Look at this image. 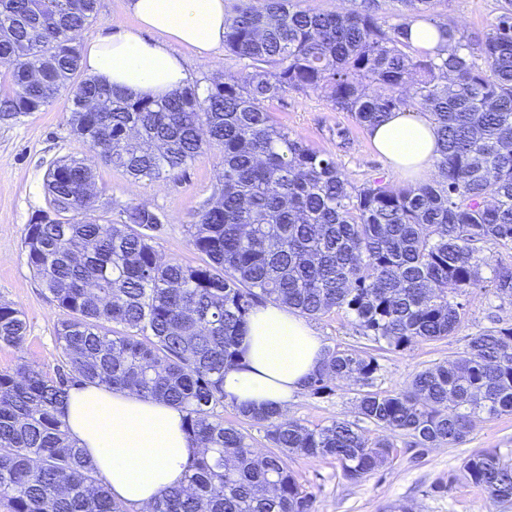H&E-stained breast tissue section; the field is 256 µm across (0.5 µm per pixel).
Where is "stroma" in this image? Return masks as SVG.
I'll list each match as a JSON object with an SVG mask.
<instances>
[{
	"mask_svg": "<svg viewBox=\"0 0 512 512\" xmlns=\"http://www.w3.org/2000/svg\"><path fill=\"white\" fill-rule=\"evenodd\" d=\"M496 9V0H441L436 10L465 35L484 33ZM275 120L289 133L315 150L332 156L356 185L375 179L395 186L407 180L394 172L375 152L369 133L357 126L349 113L332 108L318 92L284 94L270 104ZM66 99L20 121H0V301L20 309L27 323L22 349L0 346V370L19 362L51 369L61 356L55 329L60 312L26 263L24 228L47 207L45 174L66 156L89 157L90 148L70 133ZM349 133V148H341L337 130ZM219 148L202 153L178 178L165 183H131L126 175L97 164L99 204L120 210L131 203H147L164 214L167 224L155 241L167 259L199 264L201 256L190 246L186 232L194 214L218 196L216 165ZM465 316L447 339L424 341L405 351L384 353L379 390L396 392L425 366L457 359L477 331L512 326V303L492 293L472 290L463 299ZM328 347H354L363 340L349 317L332 312L309 321ZM357 387L353 381L332 383L329 394L313 397L299 393L289 402V417L313 426L336 418L355 419ZM397 455L387 466L357 482L344 479L335 460L290 456L288 467L313 493L316 512H396L403 504L413 512H501L480 488L463 475V465L473 453L494 448L512 460V413L479 421L466 440L455 446L421 450L393 435Z\"/></svg>",
	"mask_w": 512,
	"mask_h": 512,
	"instance_id": "obj_1",
	"label": "stroma"
}]
</instances>
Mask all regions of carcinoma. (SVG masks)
I'll return each instance as SVG.
<instances>
[{
  "label": "carcinoma",
  "mask_w": 512,
  "mask_h": 512,
  "mask_svg": "<svg viewBox=\"0 0 512 512\" xmlns=\"http://www.w3.org/2000/svg\"><path fill=\"white\" fill-rule=\"evenodd\" d=\"M351 0L341 11L261 0L235 9L224 49L247 61L235 75L161 99H134L80 78L79 37L97 0H0V116L18 121L62 95L73 135L133 182H166L206 149L221 150L219 197L186 225L193 266L165 259L154 241L165 217L129 204L96 216L95 165L68 157L47 171L49 206L24 229L27 265L61 318L53 371H0V507L5 512H125L101 484L62 419L78 379L185 413L200 452L184 483L149 512H315L288 456L333 458L357 481L394 460L396 446L359 425L400 433L419 448L456 445L480 418L512 412V327L481 331L451 363L417 371L397 393L377 389L379 352L454 333L459 298L490 287L512 301V263L477 244L512 247V0H498L490 30L470 38L430 17L438 0ZM421 19L447 38L430 55L407 38ZM318 91L365 130L412 103L439 143L438 179L394 188L355 185L336 160L274 120L268 103ZM304 317L342 311L368 345L325 349L304 391L359 386L357 419L310 427L275 407L237 413L265 426L272 451L224 422V372L241 365L239 341L265 303ZM23 313L0 302V345L22 348ZM464 477L496 504L512 502V460L472 454Z\"/></svg>",
  "instance_id": "1"
}]
</instances>
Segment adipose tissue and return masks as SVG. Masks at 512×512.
Segmentation results:
<instances>
[{
    "label": "adipose tissue",
    "mask_w": 512,
    "mask_h": 512,
    "mask_svg": "<svg viewBox=\"0 0 512 512\" xmlns=\"http://www.w3.org/2000/svg\"><path fill=\"white\" fill-rule=\"evenodd\" d=\"M134 26L90 41L88 74L135 98H160L184 87L189 73L178 49L207 54L224 42L228 0H126ZM374 149L405 177L429 173L437 138L428 117L394 112L369 132ZM243 366L224 375V391L240 406L287 408L322 363L324 345L306 320L270 303L249 319ZM69 435L93 464L113 498L131 512H148L165 490L185 480L198 445L184 430V414L126 390L81 383L63 409Z\"/></svg>",
    "instance_id": "ef3b65f1"
}]
</instances>
